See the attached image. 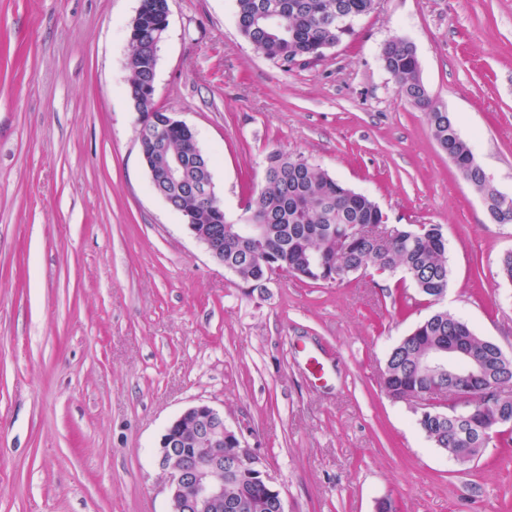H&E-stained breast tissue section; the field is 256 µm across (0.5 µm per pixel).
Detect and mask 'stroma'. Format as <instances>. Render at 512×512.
<instances>
[{
  "instance_id": "stroma-1",
  "label": "stroma",
  "mask_w": 512,
  "mask_h": 512,
  "mask_svg": "<svg viewBox=\"0 0 512 512\" xmlns=\"http://www.w3.org/2000/svg\"><path fill=\"white\" fill-rule=\"evenodd\" d=\"M157 106L191 126L226 215L268 153L301 155L393 224H437L448 288L402 271L247 294L153 190L127 94L140 0H0V512H168L155 450L209 404L274 477L286 512H512V445L458 464L381 385L433 310L512 357V224L384 69L410 41L432 100L512 197V0H376L309 64L258 54L234 0H169ZM322 363L315 377L309 359Z\"/></svg>"
}]
</instances>
